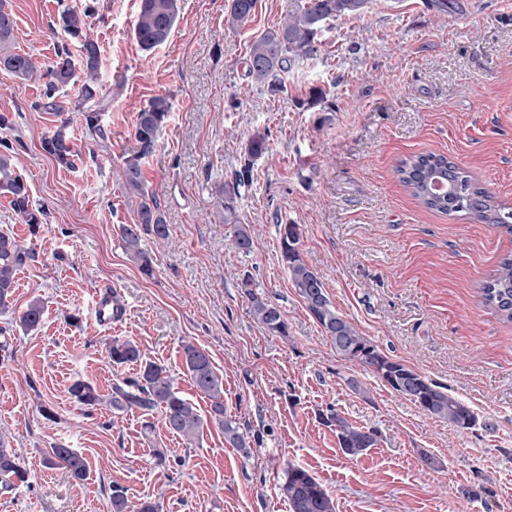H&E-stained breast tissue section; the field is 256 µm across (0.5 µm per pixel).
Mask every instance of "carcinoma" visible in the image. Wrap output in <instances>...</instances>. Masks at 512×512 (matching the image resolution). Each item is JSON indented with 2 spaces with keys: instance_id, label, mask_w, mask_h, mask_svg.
<instances>
[{
  "instance_id": "carcinoma-1",
  "label": "carcinoma",
  "mask_w": 512,
  "mask_h": 512,
  "mask_svg": "<svg viewBox=\"0 0 512 512\" xmlns=\"http://www.w3.org/2000/svg\"><path fill=\"white\" fill-rule=\"evenodd\" d=\"M369 0H305L295 13L288 15L276 28L254 41L247 59V75L251 81L272 91L284 89L283 75L292 65L317 57L319 48L316 31L329 21L360 16ZM256 0H230L224 27L235 28L254 11ZM87 10L70 7L62 11L59 27L64 38L79 45L83 56L84 80L82 101L98 97V46L87 30ZM178 17V0H140L134 36L141 49L151 51L164 44ZM14 20L0 0V67L19 79L40 75L45 79L44 95L53 108L55 93L75 76L74 64L67 47L58 51L57 58L46 69L31 54L15 52ZM171 102L164 96L151 99L137 115L135 138L137 151L124 159L117 170L122 189L137 199V223L122 224L119 234L123 248L140 272L153 276V259L144 247V239L165 241L169 227L156 200L146 190L142 160L157 148L160 130L167 123ZM43 150L61 166L73 163V148L65 127L56 128L42 141ZM396 173L418 204L445 215L463 213L482 224H490L512 233V207L498 202L485 189L473 182L471 175L441 154L425 153L401 160ZM250 186L246 171H241L231 183L215 186V213L227 227L230 244L247 255L253 247L249 226L238 218L241 189ZM0 190L10 196L13 210L31 228L41 224L42 212L33 208L28 185L18 174L12 155L0 153ZM279 263L312 318L329 338L333 348L344 359L359 364L374 373L385 385L409 400L429 416L448 423L456 431L473 428L477 415L463 401L448 392V388L423 376L418 371L385 354L371 339L336 311L327 296L320 276L306 263L301 251L302 228L285 222L278 225ZM32 257V249L11 233L0 231V310L12 305L16 272ZM237 287L250 304L255 320L272 335L288 334V322L279 306L257 292L251 273L239 279ZM483 303L503 319L512 322V256L503 257L495 273L482 288ZM44 307L40 300L31 301L20 316L27 330L42 322ZM112 365H133L138 373L112 386L109 403L119 412L140 410L146 414L161 412L165 428L187 442H194L202 431L204 419L196 405L174 387L168 367L144 358L142 350L128 339L114 338L106 348ZM184 371L197 391L210 401L209 415L224 432L225 441L236 448H248L238 423L224 416V382L216 373L210 355L201 347L182 345ZM74 401L82 408L92 409L103 403V396L87 382L75 381L69 388ZM325 424L336 431L339 447L349 457H356L376 445V432L357 426L330 410L321 414ZM48 469L65 471L74 480L85 479L84 458L73 449L57 444L43 457ZM28 473L21 465L15 449L0 439V482L4 487H17L27 482ZM280 490L288 501L290 512H335L333 499L322 484L307 469L287 465L282 474Z\"/></svg>"
}]
</instances>
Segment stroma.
I'll return each mask as SVG.
<instances>
[{
	"label": "stroma",
	"instance_id": "obj_1",
	"mask_svg": "<svg viewBox=\"0 0 512 512\" xmlns=\"http://www.w3.org/2000/svg\"><path fill=\"white\" fill-rule=\"evenodd\" d=\"M449 2L444 17L429 0H370L363 17L332 22L318 57L271 94L247 76L248 46L298 0H257L234 32L224 29L228 0H180L169 39L148 52L134 38L140 0H6L16 50L47 65L62 42L59 14L88 6L102 130L89 132L76 109L82 75L60 88L51 110L43 81L0 70V113L12 121L0 128V153L12 155L44 212L31 232L0 192V228L35 249L16 275L12 308L0 314V341L9 343L0 434L30 472L28 484L0 488V512H108L116 486L130 505L152 501L160 512H289L279 491L288 463L318 479L336 512H512V322L481 298L512 254V234L421 208L395 171L402 159L440 153L512 206V0ZM318 90L323 99L309 104ZM156 96L169 98L172 112L142 166L170 235L153 245L148 278L118 237L119 225L136 223L137 204L113 172L136 152V115ZM64 121L68 169L42 148ZM257 133L269 152L253 161L238 201L241 223L257 231L244 255L227 243L211 188L231 181ZM283 220L302 226L304 259L337 311L469 405L475 427L454 431L336 353L278 261ZM247 271L280 306L287 335H269L255 320L237 288ZM100 288L127 305L109 329L91 311ZM36 298L44 318L27 331L19 317ZM114 337L168 366L205 416L210 402L186 377L181 345L204 348L249 450L225 442L212 423L189 444L157 413L116 419L80 409L69 393L75 380L107 395L136 373L109 363ZM331 409L374 429L376 445L344 455L320 419ZM57 444L82 455L85 481L43 466ZM157 448L165 463H156Z\"/></svg>",
	"mask_w": 512,
	"mask_h": 512
}]
</instances>
